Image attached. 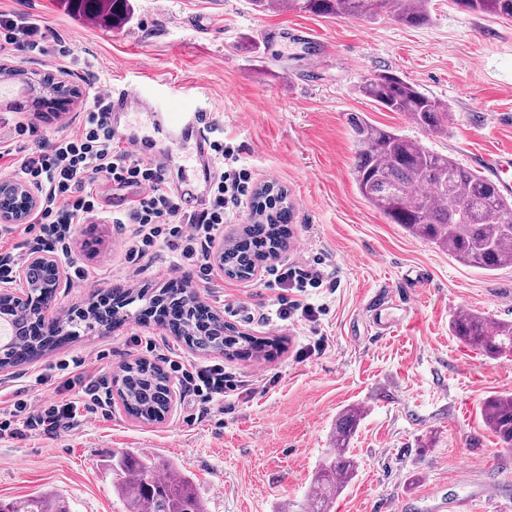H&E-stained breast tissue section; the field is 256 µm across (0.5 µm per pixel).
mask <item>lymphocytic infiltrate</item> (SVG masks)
I'll return each instance as SVG.
<instances>
[{"label": "lymphocytic infiltrate", "instance_id": "1", "mask_svg": "<svg viewBox=\"0 0 512 512\" xmlns=\"http://www.w3.org/2000/svg\"><path fill=\"white\" fill-rule=\"evenodd\" d=\"M18 54L65 63L74 52L44 21L0 12V56ZM89 95L92 104L76 130L35 143L21 155L8 140H0V175L23 181L39 193L26 221L36 248L69 256L76 227L102 217L126 231L121 279L141 275L164 249L172 254L170 272L210 278L225 223L254 199L253 172L242 161L239 147L225 138L223 130H214L210 149L217 173L208 198L199 209L184 211L168 185L164 167L121 146L109 123L107 86L91 85ZM110 198L118 202L112 211L104 208ZM264 280L277 295L260 319L266 327L276 328L297 314L316 321L319 309L301 303L297 295L332 283L333 278L326 259L317 257L305 267L267 266ZM83 365L80 359L61 363L67 377L57 385L56 397L44 403L13 398L9 408L0 411V437H18L28 431L51 436L75 421L98 418L108 395L103 384L86 379ZM169 368L183 395L205 406L223 401L238 389L220 364L188 367L174 361Z\"/></svg>", "mask_w": 512, "mask_h": 512}]
</instances>
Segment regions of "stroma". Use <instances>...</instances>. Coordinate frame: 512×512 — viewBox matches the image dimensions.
<instances>
[{"instance_id":"obj_1","label":"stroma","mask_w":512,"mask_h":512,"mask_svg":"<svg viewBox=\"0 0 512 512\" xmlns=\"http://www.w3.org/2000/svg\"><path fill=\"white\" fill-rule=\"evenodd\" d=\"M118 23L77 11L72 0H0V11L50 25L74 50L59 66L46 57L7 58L27 75H68L78 96L66 112L0 108V129L23 124L21 146L77 128L92 80L125 84L172 113L201 111L240 145L256 184L287 189L293 243L280 259L336 266V285L312 290L325 305L315 323L288 320L268 329L252 315L273 296L261 275L215 274L194 280L201 302L239 331L266 342L263 355L217 360L193 352L155 322L142 325L151 349L139 358L223 362L244 394L219 405L176 401L164 422L146 425L113 401L107 418L82 421L51 437L32 431L0 438V501L50 493L70 512H126L115 492L112 457L139 450L159 472L186 474L206 512H295L315 472L333 454L336 422L358 408L350 442L357 474L330 512H445L442 501L466 498L472 512H512V448L485 427L480 407L512 392V354L492 358L449 331L459 306L512 321V266L494 272L458 263L448 253L390 223L359 194L350 113L398 130L461 164L489 173L487 156L512 149V21L463 14L451 0H431V18L408 26L377 19L321 17L277 9L254 11L250 0H130ZM302 26L321 42L322 67L309 76L311 48L266 42L261 29ZM389 71L446 102L442 133L426 132L403 114L379 109L357 92ZM115 225L95 219L77 232L72 258L91 271L73 286L61 281L53 312L87 307L111 288L120 263ZM427 271L408 291L406 278ZM407 295V312L378 332L367 312L378 291ZM123 326L92 332L16 368L0 372V390L26 389L46 400L53 387H33V374L78 356L97 378L111 379L130 361ZM324 338L322 354L298 351ZM441 486V500L428 491ZM500 488L495 499L482 489Z\"/></svg>"}]
</instances>
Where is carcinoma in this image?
Returning a JSON list of instances; mask_svg holds the SVG:
<instances>
[{
	"instance_id": "carcinoma-1",
	"label": "carcinoma",
	"mask_w": 512,
	"mask_h": 512,
	"mask_svg": "<svg viewBox=\"0 0 512 512\" xmlns=\"http://www.w3.org/2000/svg\"><path fill=\"white\" fill-rule=\"evenodd\" d=\"M78 7L112 19L128 12L129 0H76ZM261 11L287 7L323 17L370 18L393 15L416 26L430 18V0H252ZM463 13H485L512 21V0H452ZM359 93L388 112H401L414 124L430 132L448 128V104L424 92L418 85L393 73H379L359 86ZM356 147L354 179L364 200L412 236L448 252L460 263L496 271L512 266V200L499 194L493 180L470 169L455 158L431 151L395 129L378 126L362 116L350 118ZM255 206L259 216L243 225L240 234L224 243V274L247 278L267 256L288 248L289 237L278 232L290 219L287 209L273 207L276 197L262 196ZM261 240L268 248L260 252L248 246ZM56 283L53 267L42 264L28 274V301L7 309L6 324L15 332L0 339L10 342L0 352L4 365L15 367L31 354L43 349L42 340L65 334L76 338L102 327L116 310L100 311V318L80 311L60 320L45 315L51 306ZM192 289L179 293L162 290L156 294L128 292L124 314H132L136 303L144 301L159 310L160 325L202 355L236 356L256 353L260 346L248 334L237 331L219 314L201 312L191 306ZM180 309L169 315L167 310ZM41 328L43 335H29L30 328ZM454 336L490 357L512 353V321L493 320L470 310L450 321ZM170 379L158 364L136 359L123 364L112 377L126 412L146 422L159 420L170 394ZM481 417L502 446L512 447V394L487 398ZM359 410L348 409L336 426L335 453L314 475L301 512H329L335 496L354 477L357 462L349 454V442ZM118 492L124 497L127 512H205L194 495L190 481L181 473L162 479L152 473L144 459L123 454L116 462ZM0 512H68L56 497L43 493L7 504Z\"/></svg>"
}]
</instances>
